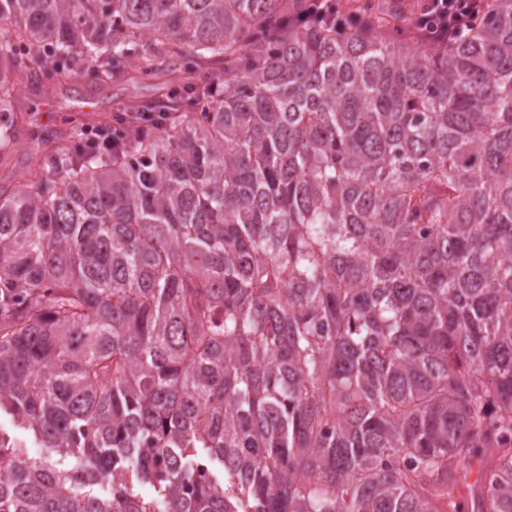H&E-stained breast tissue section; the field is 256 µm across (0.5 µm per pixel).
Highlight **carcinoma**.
I'll use <instances>...</instances> for the list:
<instances>
[{
	"mask_svg": "<svg viewBox=\"0 0 512 512\" xmlns=\"http://www.w3.org/2000/svg\"><path fill=\"white\" fill-rule=\"evenodd\" d=\"M311 7L0 0V512H512V0ZM76 71L190 97L24 132ZM433 35L436 39L459 35L482 10L484 0H430ZM0 427L2 428L3 431L9 433L17 440H22L28 443L29 448H26V454L27 457L30 458L31 460H38L47 455L45 448H34V445L32 444L31 438L28 435V433L15 428L12 424L11 419L3 413L1 414L0 417ZM461 474H467L466 483L470 487L463 485L460 487L461 494L463 496V509L465 512H477L476 503L477 496L480 493V484L476 483L478 477V464L476 461H472L470 464H463L460 470Z\"/></svg>",
	"mask_w": 512,
	"mask_h": 512,
	"instance_id": "obj_1",
	"label": "carcinoma"
}]
</instances>
